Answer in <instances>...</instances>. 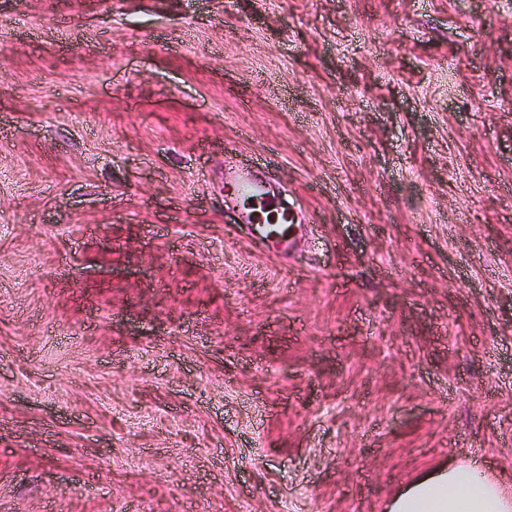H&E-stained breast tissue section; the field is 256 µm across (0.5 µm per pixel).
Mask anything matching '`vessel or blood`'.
<instances>
[{
	"mask_svg": "<svg viewBox=\"0 0 512 512\" xmlns=\"http://www.w3.org/2000/svg\"><path fill=\"white\" fill-rule=\"evenodd\" d=\"M224 193L248 224L255 239L281 248L291 247L302 218L298 211L284 204L250 171L229 173Z\"/></svg>",
	"mask_w": 512,
	"mask_h": 512,
	"instance_id": "1",
	"label": "vessel or blood"
}]
</instances>
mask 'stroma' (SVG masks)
I'll use <instances>...</instances> for the list:
<instances>
[{
    "label": "stroma",
    "mask_w": 512,
    "mask_h": 512,
    "mask_svg": "<svg viewBox=\"0 0 512 512\" xmlns=\"http://www.w3.org/2000/svg\"><path fill=\"white\" fill-rule=\"evenodd\" d=\"M301 207L280 256L224 201ZM512 479L504 0H0V512H385ZM478 464L438 469L416 481L391 501L390 512H511L508 488Z\"/></svg>",
    "instance_id": "obj_1"
}]
</instances>
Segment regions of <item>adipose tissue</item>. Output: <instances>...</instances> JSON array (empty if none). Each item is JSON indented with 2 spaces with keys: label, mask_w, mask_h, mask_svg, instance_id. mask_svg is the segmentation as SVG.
Segmentation results:
<instances>
[{
  "label": "adipose tissue",
  "mask_w": 512,
  "mask_h": 512,
  "mask_svg": "<svg viewBox=\"0 0 512 512\" xmlns=\"http://www.w3.org/2000/svg\"><path fill=\"white\" fill-rule=\"evenodd\" d=\"M477 463L442 468L392 500L389 512H512V496Z\"/></svg>",
  "instance_id": "ef3b65f1"
}]
</instances>
